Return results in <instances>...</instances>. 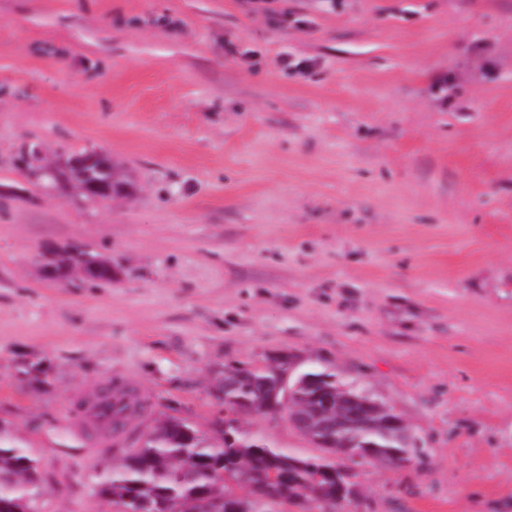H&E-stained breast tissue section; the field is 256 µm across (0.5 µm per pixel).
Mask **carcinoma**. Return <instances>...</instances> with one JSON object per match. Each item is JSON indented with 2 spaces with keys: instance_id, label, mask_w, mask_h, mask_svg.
Returning <instances> with one entry per match:
<instances>
[{
  "instance_id": "carcinoma-1",
  "label": "carcinoma",
  "mask_w": 512,
  "mask_h": 512,
  "mask_svg": "<svg viewBox=\"0 0 512 512\" xmlns=\"http://www.w3.org/2000/svg\"><path fill=\"white\" fill-rule=\"evenodd\" d=\"M273 374L255 368L224 366V410L237 418L277 411L264 403L261 392L268 389ZM316 390L302 384L295 391L293 412L312 403ZM361 451V468L388 458L393 453H412L392 429L342 430L330 453L351 460ZM336 462L325 456L299 457L268 445L264 440L239 430L235 443L216 445L186 420L165 417L157 421L141 446L125 452L118 464L100 477L96 492L112 512H204L205 500L245 494L253 486H271L280 496L295 503L299 492L311 485L313 475ZM279 481L270 484V471ZM41 474L39 458L23 447L7 429L0 427V512H36Z\"/></svg>"
}]
</instances>
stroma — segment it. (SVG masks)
<instances>
[{"mask_svg":"<svg viewBox=\"0 0 512 512\" xmlns=\"http://www.w3.org/2000/svg\"><path fill=\"white\" fill-rule=\"evenodd\" d=\"M272 6L0 0V426L40 512H111L105 466L167 415L212 435L225 365L286 352L415 438L351 512H512V0ZM84 152L126 198L38 172ZM72 247L112 281L48 279ZM111 374L151 408L90 456L65 422ZM243 425L314 453L286 412Z\"/></svg>","mask_w":512,"mask_h":512,"instance_id":"stroma-1","label":"stroma"}]
</instances>
